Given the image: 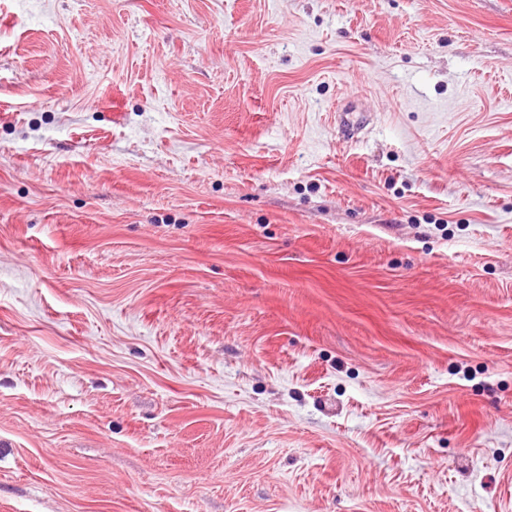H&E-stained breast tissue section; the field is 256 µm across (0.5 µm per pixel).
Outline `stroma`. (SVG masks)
Listing matches in <instances>:
<instances>
[{
	"label": "stroma",
	"mask_w": 512,
	"mask_h": 512,
	"mask_svg": "<svg viewBox=\"0 0 512 512\" xmlns=\"http://www.w3.org/2000/svg\"><path fill=\"white\" fill-rule=\"evenodd\" d=\"M0 512H512V0H0Z\"/></svg>",
	"instance_id": "1"
}]
</instances>
